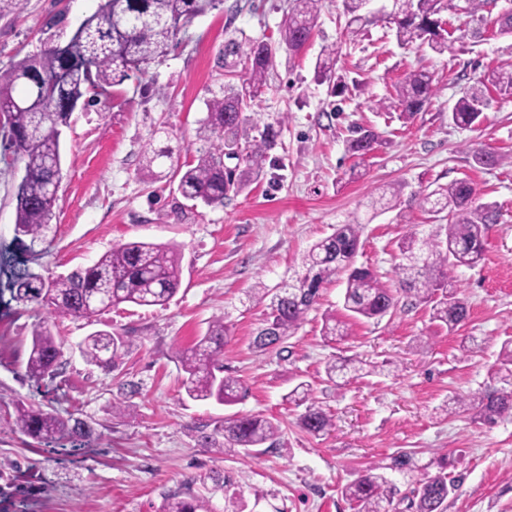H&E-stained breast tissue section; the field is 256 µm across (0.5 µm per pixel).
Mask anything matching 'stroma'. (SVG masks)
<instances>
[{
	"mask_svg": "<svg viewBox=\"0 0 512 512\" xmlns=\"http://www.w3.org/2000/svg\"><path fill=\"white\" fill-rule=\"evenodd\" d=\"M98 6L23 0L0 11V69L40 54ZM290 8L291 0H222L194 18L144 76L77 107L60 137L52 230L36 244L15 235L23 164L4 148L9 127L0 114V512H156L163 493L184 485L211 512H353L341 488L401 451L413 457L411 469L392 475L401 489L444 455L459 480L448 512H512V422L488 426L446 408L453 395L489 385L490 368L512 338V98L491 93L472 128L458 127L448 112L489 69L512 61V38L491 32L512 0H495L478 14L469 0H448L442 17L450 42L442 54L397 42L392 0H371L368 24L350 38L342 0H319L313 35L294 53L280 42ZM478 27L484 33L476 38ZM255 41L271 44L273 66L246 113L260 126L282 120L271 162L258 183L223 204L193 205L176 184L143 174L142 152L149 145L169 150L171 164L193 162L207 101L247 79L245 52ZM331 48L337 61L329 83L315 65ZM420 68L432 73L437 92L409 119L395 103V87ZM361 127L377 132L379 142L360 159L348 141ZM481 148L499 154L500 165H477L472 154ZM462 178L499 213L486 231L483 260L452 272L470 306L465 326L447 332L424 307L404 301L379 321L349 318L338 280L325 286L283 351L253 347L266 305L250 299L252 288L278 287L312 244L355 220L363 225L356 265L396 286L400 239L437 225L416 193ZM386 185L400 192L395 206L379 199ZM137 239L179 245L176 296L164 308L123 304L88 319H50L65 363L54 380L25 377L32 332L49 317L15 298L13 272L24 266L45 277L65 274ZM328 310L347 322V339L324 341ZM218 317L229 328L224 367L247 386L232 405L189 399L176 357ZM100 329L131 342L116 367L88 364L79 352ZM334 356L375 369L331 379L325 368ZM301 381L333 414L329 434L300 428L302 409L287 395ZM21 404L79 419L85 433L33 439L14 423ZM235 414L276 418L275 449L246 458L204 447V437ZM219 474L228 485L217 484Z\"/></svg>",
	"mask_w": 512,
	"mask_h": 512,
	"instance_id": "obj_1",
	"label": "stroma"
}]
</instances>
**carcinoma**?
<instances>
[{
    "label": "carcinoma",
    "mask_w": 512,
    "mask_h": 512,
    "mask_svg": "<svg viewBox=\"0 0 512 512\" xmlns=\"http://www.w3.org/2000/svg\"><path fill=\"white\" fill-rule=\"evenodd\" d=\"M318 0H293L281 41L293 52L309 41L317 18ZM442 0H396V38L402 45L417 40L436 53L448 50V31L441 18ZM218 0H101L98 10L82 21L65 41L45 49L36 57L24 58L0 71V112L8 117L7 148L24 163V176L15 194L18 236L30 242L42 241L52 229L53 187L61 183V128L70 125L79 104L97 99L108 88L122 83L130 74H143L176 46L178 34L195 17L216 7ZM365 0H344L349 16L347 32L356 34L366 22L361 11ZM271 45L255 42L246 52L250 72L241 89L211 99L200 127V137L210 142L199 152L195 163L172 168L177 189L190 201L205 206L224 204L229 193H238L264 175L269 152L276 146L283 120L268 123L260 138L242 140L247 100L265 85L272 63ZM336 50L330 49L318 63V76L332 77ZM512 96V62L500 64L485 74L479 84L458 99L451 108L455 125L464 128L481 122L489 106L484 88ZM20 96H14L17 87ZM401 112L411 117L434 95L433 78L425 70L409 73L396 86ZM377 142L370 129L359 130L349 151L364 156ZM235 159L234 168L224 160ZM419 206L434 214H446L440 225L444 234L420 237L411 232L399 245L400 262L395 266L398 287L389 288L367 267L354 265L360 248L362 225L341 224L336 231L317 241L302 257L301 270L282 282L275 294L267 288L255 289L259 300L270 298L267 313L253 339V346L266 351L280 347L292 336L310 310L315 308L325 284L345 275L344 308L353 318L380 320L397 307L400 297L429 310L432 321L450 332L469 319L467 302L457 296L450 275L459 266L473 267L483 259L487 226L498 215L491 206L478 202L476 188L467 180L455 181L418 195ZM181 252L177 245L128 241L113 246L91 266L78 267L66 275L44 278L25 271L15 281L22 301H35L50 309L54 317L90 318L131 303L140 307H166L180 287ZM326 338L344 337L347 328L336 314L323 316ZM227 339L224 318L214 319L206 333L192 346L177 351L185 377L182 387L194 401L215 400L230 405L245 396L247 389L236 376L224 372L221 356ZM124 337L96 331L80 344L85 360L111 367L128 352ZM64 342L53 335L48 321L33 330L26 373L35 379L56 378L64 364ZM362 362L353 358L327 363L332 378L352 372L359 376ZM497 385L467 396H455L450 404L463 413L475 412L480 421L495 424L512 421V339L503 342L498 362L491 370ZM288 399L305 405L299 426L319 437L331 431L333 415L313 398L306 382L299 383ZM16 424L35 438L51 437L65 430L80 433L84 423L74 424L49 411L21 407ZM224 445L217 452L237 451L253 455V449L267 444L273 448L280 433L277 419L245 415L224 420ZM411 460L405 454L390 457V463H372L341 489L342 497L357 512H447L448 496L457 488V479L447 472L448 461L438 460V471L425 473L403 493L385 471H404ZM404 509H399V506ZM160 512H210L205 499L190 489L165 496Z\"/></svg>",
    "instance_id": "cac0c4a2"
}]
</instances>
